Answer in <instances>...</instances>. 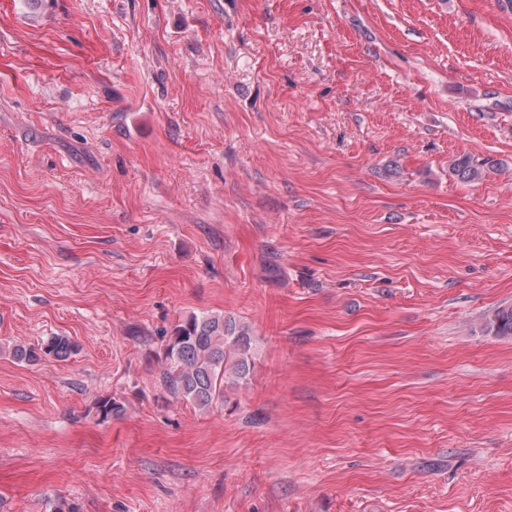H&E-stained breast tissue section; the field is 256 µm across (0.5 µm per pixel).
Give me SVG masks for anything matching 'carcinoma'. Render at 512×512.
Here are the masks:
<instances>
[{
	"label": "carcinoma",
	"instance_id": "carcinoma-1",
	"mask_svg": "<svg viewBox=\"0 0 512 512\" xmlns=\"http://www.w3.org/2000/svg\"><path fill=\"white\" fill-rule=\"evenodd\" d=\"M449 170L462 182L482 179V166L462 155L451 161ZM481 330L492 336L512 337V305L489 310ZM79 345L68 336L53 335L37 345L14 344L12 358L34 365L50 356L64 362L77 354ZM252 337L248 325L222 313H192L173 326L163 348L164 369L161 372L167 393L207 410L224 401V387L237 384L250 373ZM96 415L103 421L123 410V405L108 396L95 403Z\"/></svg>",
	"mask_w": 512,
	"mask_h": 512
}]
</instances>
